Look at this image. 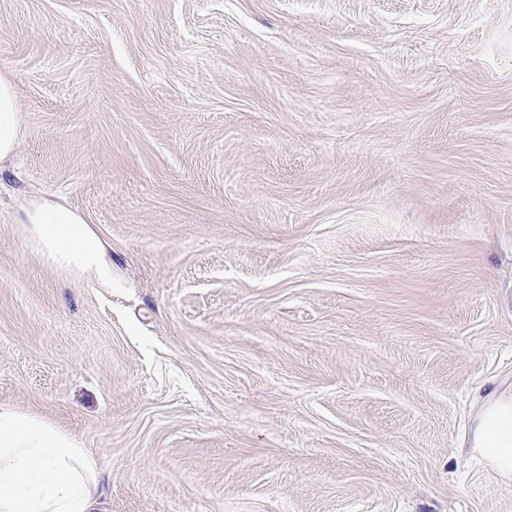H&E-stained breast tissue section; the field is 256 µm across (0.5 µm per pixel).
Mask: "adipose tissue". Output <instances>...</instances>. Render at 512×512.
<instances>
[{
    "instance_id": "obj_1",
    "label": "adipose tissue",
    "mask_w": 512,
    "mask_h": 512,
    "mask_svg": "<svg viewBox=\"0 0 512 512\" xmlns=\"http://www.w3.org/2000/svg\"><path fill=\"white\" fill-rule=\"evenodd\" d=\"M21 135L13 81L0 78V164ZM21 235L42 261L66 274L108 286L112 259L81 213L54 200L27 203ZM474 451L504 479L512 478V402L496 403L475 434ZM98 458L52 422L0 402V512H96Z\"/></svg>"
}]
</instances>
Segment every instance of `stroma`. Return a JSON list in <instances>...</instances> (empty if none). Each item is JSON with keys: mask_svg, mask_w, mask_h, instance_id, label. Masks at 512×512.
Listing matches in <instances>:
<instances>
[{"mask_svg": "<svg viewBox=\"0 0 512 512\" xmlns=\"http://www.w3.org/2000/svg\"><path fill=\"white\" fill-rule=\"evenodd\" d=\"M0 77V401L99 512H512V0H0ZM20 135L15 84L0 78V167L15 154ZM15 224L42 261L66 274L85 275L111 287L112 258L105 242L81 213L54 200L27 203ZM487 408L491 415H483L474 438L472 450L498 475L512 478V402L495 403Z\"/></svg>", "mask_w": 512, "mask_h": 512, "instance_id": "obj_1", "label": "stroma"}]
</instances>
